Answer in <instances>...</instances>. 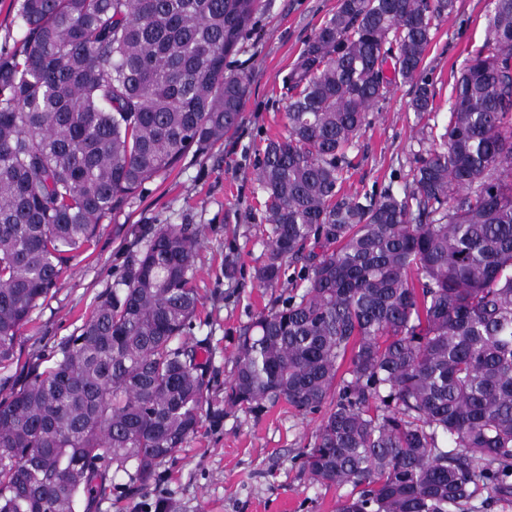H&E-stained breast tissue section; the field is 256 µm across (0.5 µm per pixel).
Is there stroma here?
Returning <instances> with one entry per match:
<instances>
[{"label":"stroma","instance_id":"obj_1","mask_svg":"<svg viewBox=\"0 0 512 512\" xmlns=\"http://www.w3.org/2000/svg\"><path fill=\"white\" fill-rule=\"evenodd\" d=\"M264 2L238 54L227 61L229 69L250 74L240 126L222 144L188 152L167 176L147 182L99 225L90 249L71 260L59 287L32 312L14 362L0 368V389L20 385L31 364H51L57 344L78 333L153 226L191 224L200 234L195 285L201 305L190 339L209 338L212 392L223 397L240 328L299 283L297 263L278 287H260L253 278L268 243L259 220L256 163L267 139L285 133L286 81L294 62L338 4ZM488 10L489 0H455L437 26L425 58L435 95L433 124L448 123L455 79L469 55L485 44ZM408 92L395 87L368 112L349 151L355 167L344 185L347 192L399 190L409 181L419 122L407 108ZM231 249L241 268L234 281L224 277V256ZM320 420V414H304L282 402L204 419L185 447L159 466L149 488H129L122 474L107 477L93 512H334L351 486L323 487L301 470V453L313 442Z\"/></svg>","mask_w":512,"mask_h":512}]
</instances>
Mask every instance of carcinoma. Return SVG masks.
Here are the masks:
<instances>
[{"label":"carcinoma","mask_w":512,"mask_h":512,"mask_svg":"<svg viewBox=\"0 0 512 512\" xmlns=\"http://www.w3.org/2000/svg\"><path fill=\"white\" fill-rule=\"evenodd\" d=\"M454 0H339L288 75L285 135L258 160L255 278L301 291L244 326L224 404L190 346L198 234L159 224L123 275L0 400V512H91L147 488L203 418L280 401L323 413L301 469L350 485L336 512L512 500V0L427 123L400 192L346 194L348 151L394 85L434 111L424 60ZM262 0H18L0 53V367L98 224L189 151L224 141L249 76L226 60ZM350 359L345 374L341 363Z\"/></svg>","instance_id":"cac0c4a2"}]
</instances>
